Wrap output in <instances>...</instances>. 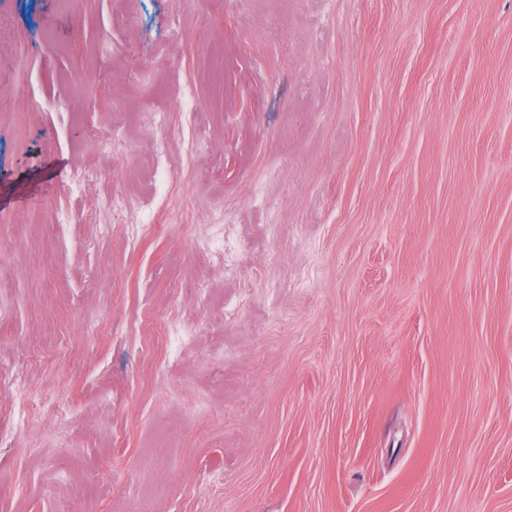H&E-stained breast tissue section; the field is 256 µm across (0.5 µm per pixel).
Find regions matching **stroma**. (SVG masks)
<instances>
[{
	"instance_id": "stroma-1",
	"label": "stroma",
	"mask_w": 512,
	"mask_h": 512,
	"mask_svg": "<svg viewBox=\"0 0 512 512\" xmlns=\"http://www.w3.org/2000/svg\"><path fill=\"white\" fill-rule=\"evenodd\" d=\"M0 16V512H512V0Z\"/></svg>"
}]
</instances>
